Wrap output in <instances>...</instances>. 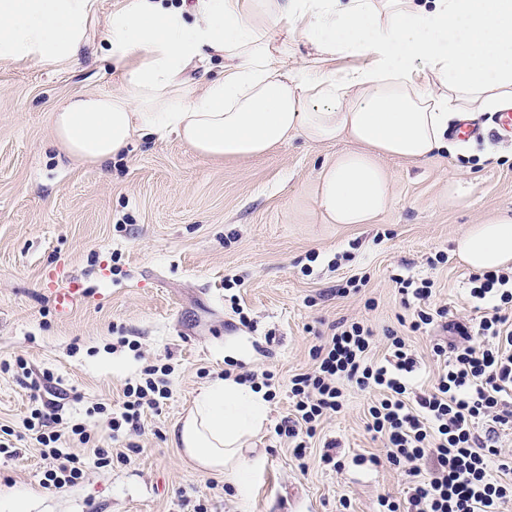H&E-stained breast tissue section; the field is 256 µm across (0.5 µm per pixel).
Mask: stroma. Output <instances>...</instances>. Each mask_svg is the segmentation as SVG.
Wrapping results in <instances>:
<instances>
[{"label":"stroma","instance_id":"35a3bbf8","mask_svg":"<svg viewBox=\"0 0 512 512\" xmlns=\"http://www.w3.org/2000/svg\"><path fill=\"white\" fill-rule=\"evenodd\" d=\"M120 6L98 0L89 44L71 66L0 63V360L28 363L0 371V427L26 415L35 375L47 380L43 399L114 454L58 492L41 483L48 462L37 441L18 442L16 455L0 454V512L10 493L30 512H193L198 503L208 512H377L378 497L404 499L405 476L366 429L372 395L351 386L322 425V438L340 443L335 467L322 463L318 444L296 461L274 432L287 390L269 401L265 427L247 443L258 466L245 496L189 464L172 431L224 372L268 369L285 383L310 370L311 347L334 323L364 321L383 357L405 313L394 275L430 279L433 305L452 320L473 318L471 270L455 239L512 211V134L496 133L495 114L482 112V137L456 150L419 164L383 159L392 203L371 224L323 223L311 196L348 141L295 139L258 157L211 159L174 136H136L106 163L80 161L57 141L51 114L70 96L118 87L102 48ZM455 176L462 194L452 200ZM439 252L448 263L429 265ZM71 280L84 295L63 316L48 287ZM404 338L427 386L437 371L432 346L449 335L436 325ZM147 362L168 367L171 395L141 431L111 440L107 413Z\"/></svg>","mask_w":512,"mask_h":512}]
</instances>
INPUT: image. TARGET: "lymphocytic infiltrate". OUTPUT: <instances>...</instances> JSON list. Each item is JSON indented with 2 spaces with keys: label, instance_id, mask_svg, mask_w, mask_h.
<instances>
[{
  "label": "lymphocytic infiltrate",
  "instance_id": "1",
  "mask_svg": "<svg viewBox=\"0 0 512 512\" xmlns=\"http://www.w3.org/2000/svg\"><path fill=\"white\" fill-rule=\"evenodd\" d=\"M469 298L479 321L456 323L460 342L437 343L439 364L429 389L418 390L417 360L403 337L390 332L389 354L375 359L371 329L362 322L341 324L314 346L311 371L288 383L290 411L275 427L291 438L295 458H303L324 417L343 407L344 388L379 391L368 408V431L387 450L389 464L404 473V502L382 499L387 512H503L512 503V450L503 437L512 430V271L471 274ZM396 285L408 312V328L418 332L445 317L431 304L433 283L426 278L399 277ZM153 365L127 384L125 400L109 421L113 435L136 431L147 413L170 397ZM35 434L41 454L50 459L45 488L60 490L86 475L84 458L72 449L91 435L82 423L61 425L55 412L32 407L20 422L17 438Z\"/></svg>",
  "mask_w": 512,
  "mask_h": 512
}]
</instances>
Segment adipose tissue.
<instances>
[{
  "label": "adipose tissue",
  "mask_w": 512,
  "mask_h": 512,
  "mask_svg": "<svg viewBox=\"0 0 512 512\" xmlns=\"http://www.w3.org/2000/svg\"><path fill=\"white\" fill-rule=\"evenodd\" d=\"M97 0H0V62L67 66L88 42ZM312 51L284 63L290 34ZM105 57L120 77L52 116L67 153L116 157L134 136L176 135L197 154L244 158L302 139L353 142L324 165L313 200L329 224H369L391 203L381 158L420 163L448 145L452 120L512 108V0H123ZM339 56L361 65L330 68ZM222 61L216 78L208 73ZM476 271L512 265V215L471 224L456 240ZM267 421L263 388L202 387L173 437L199 470L251 490L248 439Z\"/></svg>",
  "instance_id": "ef3b65f1"
}]
</instances>
